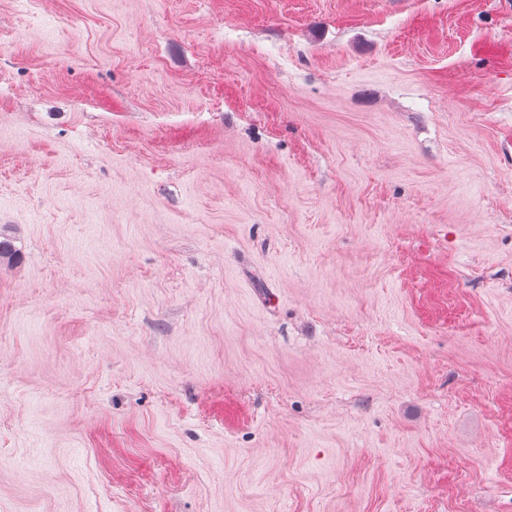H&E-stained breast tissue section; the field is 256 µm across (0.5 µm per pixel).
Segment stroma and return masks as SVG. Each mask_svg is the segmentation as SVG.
Wrapping results in <instances>:
<instances>
[{"instance_id":"stroma-1","label":"stroma","mask_w":512,"mask_h":512,"mask_svg":"<svg viewBox=\"0 0 512 512\" xmlns=\"http://www.w3.org/2000/svg\"><path fill=\"white\" fill-rule=\"evenodd\" d=\"M0 512H512V0H0Z\"/></svg>"}]
</instances>
